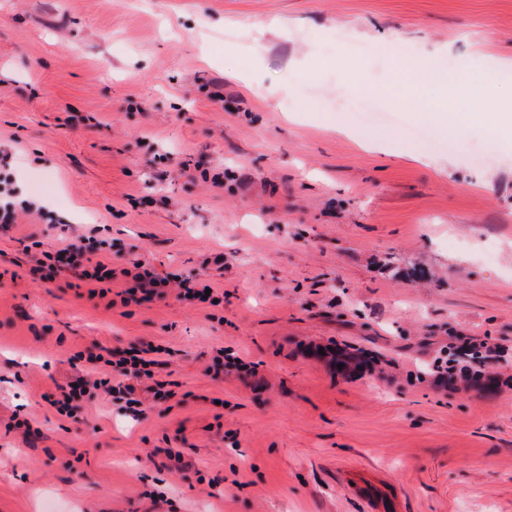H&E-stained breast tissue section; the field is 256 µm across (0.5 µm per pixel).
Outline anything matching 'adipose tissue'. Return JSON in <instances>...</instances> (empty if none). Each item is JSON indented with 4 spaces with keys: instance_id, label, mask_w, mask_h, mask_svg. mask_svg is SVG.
I'll list each match as a JSON object with an SVG mask.
<instances>
[{
    "instance_id": "1",
    "label": "adipose tissue",
    "mask_w": 512,
    "mask_h": 512,
    "mask_svg": "<svg viewBox=\"0 0 512 512\" xmlns=\"http://www.w3.org/2000/svg\"><path fill=\"white\" fill-rule=\"evenodd\" d=\"M482 96V88L461 84L455 92L457 111L431 112L427 118L443 129L450 125L468 133L484 129L491 131L502 141L512 142V114L479 111L478 105Z\"/></svg>"
}]
</instances>
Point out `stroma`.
Masks as SVG:
<instances>
[{
    "instance_id": "stroma-1",
    "label": "stroma",
    "mask_w": 512,
    "mask_h": 512,
    "mask_svg": "<svg viewBox=\"0 0 512 512\" xmlns=\"http://www.w3.org/2000/svg\"><path fill=\"white\" fill-rule=\"evenodd\" d=\"M511 57L512 0H0V150L52 212L0 225V512H366L348 474L512 512V144L449 141L401 67L512 113ZM92 228L105 295L33 278ZM137 255L223 304L122 303ZM456 335L509 356L437 388ZM142 342L169 396L138 384L141 418L47 403L70 358ZM221 348L255 373L214 377Z\"/></svg>"
}]
</instances>
